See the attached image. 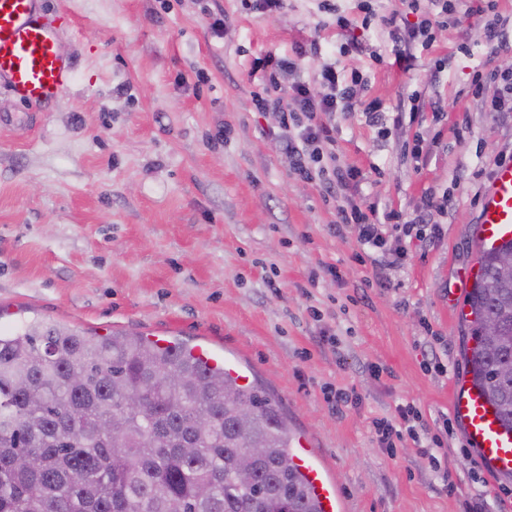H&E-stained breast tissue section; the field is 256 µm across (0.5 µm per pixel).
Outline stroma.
<instances>
[{
  "instance_id": "obj_1",
  "label": "stroma",
  "mask_w": 512,
  "mask_h": 512,
  "mask_svg": "<svg viewBox=\"0 0 512 512\" xmlns=\"http://www.w3.org/2000/svg\"><path fill=\"white\" fill-rule=\"evenodd\" d=\"M357 3L339 0L363 53L340 55L331 27L303 61L308 76L334 60L359 70L362 99L387 116H328L341 164L365 174L345 195L413 216L428 191L448 192L438 240L408 243L378 285L356 231L330 232L334 206L290 172L275 114L254 108L252 60L313 34L319 0H286L273 16L240 0H45L76 80L48 110L0 88V332L47 321L225 355L319 451L344 512H512V478L491 477L460 431L444 429L464 376L449 300L471 289L480 200L494 166L512 161V112L487 111L468 86L475 71L511 66L512 48L491 51L484 17L464 15L432 46L414 45L406 69ZM218 7L220 38L206 16ZM415 89L447 112L394 127ZM419 135L439 143L416 159L403 146ZM331 390L349 402L332 407ZM407 402L420 412L412 433L382 447L373 419Z\"/></svg>"
}]
</instances>
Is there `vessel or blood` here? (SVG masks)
I'll list each match as a JSON object with an SVG mask.
<instances>
[{
	"instance_id": "vessel-or-blood-1",
	"label": "vessel or blood",
	"mask_w": 512,
	"mask_h": 512,
	"mask_svg": "<svg viewBox=\"0 0 512 512\" xmlns=\"http://www.w3.org/2000/svg\"><path fill=\"white\" fill-rule=\"evenodd\" d=\"M43 0H0V85L22 104L48 106L73 80L74 64L58 46V31L46 22ZM512 240V162L496 165L475 228L476 250ZM451 411L461 435L493 476L512 477V431L471 381L454 385ZM292 462L308 482L321 512H340L338 494L308 441H299Z\"/></svg>"
}]
</instances>
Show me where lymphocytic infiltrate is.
<instances>
[{"label": "lymphocytic infiltrate", "mask_w": 512, "mask_h": 512, "mask_svg": "<svg viewBox=\"0 0 512 512\" xmlns=\"http://www.w3.org/2000/svg\"><path fill=\"white\" fill-rule=\"evenodd\" d=\"M412 12L422 13L424 19L418 28L400 32L395 16L383 17L382 23L389 36L402 44L397 62L406 63L412 58L410 48L416 42L430 43L432 29L445 26L449 16L459 12L476 13L472 0H405ZM318 37L311 36L295 41L290 57L272 53L253 60L250 79L258 83L253 93V103L258 110L274 112L279 116L278 137L288 151L290 170L296 176L310 180L323 176L328 195L338 200L339 222L334 233L346 228L358 231L361 245L380 249L379 269L399 265L406 256L405 247H387L386 233L393 230L411 236L415 227H429L430 239H437L439 225L428 224L420 214L405 219L402 211L392 209L384 214L383 221H375L376 209L365 204L341 203L340 198L350 183L360 182L363 173L359 168L343 167L336 162V128L325 122V115L355 112L360 103L362 79L358 71H351L349 79H342L337 63L325 64L313 78H305L300 65L305 57L317 54ZM472 92L484 97L491 112H512V74L488 70L477 73Z\"/></svg>", "instance_id": "obj_1"}]
</instances>
